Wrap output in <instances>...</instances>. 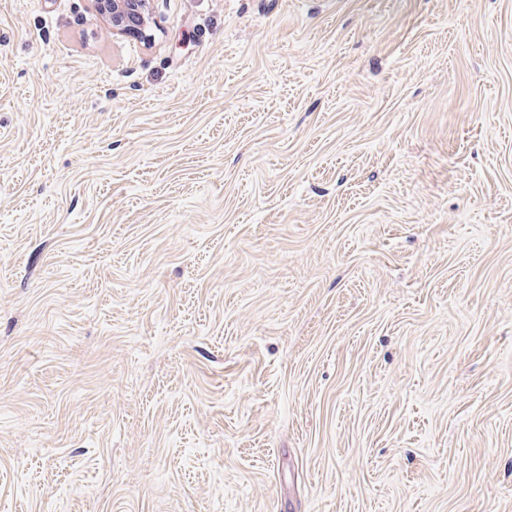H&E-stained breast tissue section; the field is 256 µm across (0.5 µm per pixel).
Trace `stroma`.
Masks as SVG:
<instances>
[{"label": "stroma", "instance_id": "1", "mask_svg": "<svg viewBox=\"0 0 512 512\" xmlns=\"http://www.w3.org/2000/svg\"><path fill=\"white\" fill-rule=\"evenodd\" d=\"M0 0V512H512V0ZM116 35H133L149 45L154 39L148 0H93Z\"/></svg>", "mask_w": 512, "mask_h": 512}]
</instances>
